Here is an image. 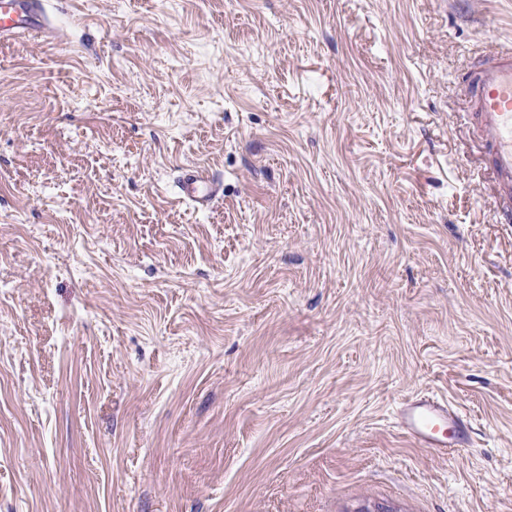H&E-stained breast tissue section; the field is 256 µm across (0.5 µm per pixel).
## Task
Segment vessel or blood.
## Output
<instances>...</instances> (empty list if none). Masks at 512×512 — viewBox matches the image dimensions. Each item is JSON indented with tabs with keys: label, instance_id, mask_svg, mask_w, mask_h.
<instances>
[{
	"label": "vessel or blood",
	"instance_id": "1",
	"mask_svg": "<svg viewBox=\"0 0 512 512\" xmlns=\"http://www.w3.org/2000/svg\"><path fill=\"white\" fill-rule=\"evenodd\" d=\"M44 0H0V40L21 34H38L45 40L56 38V28L46 15ZM463 92L471 109L470 118L491 154L490 174L499 213L512 222V46L490 56L469 72ZM178 196L194 209L209 208L224 193L223 182L200 167L181 170ZM401 432L420 447L437 455L460 447L470 428L468 418L457 408L432 395L403 400L395 412Z\"/></svg>",
	"mask_w": 512,
	"mask_h": 512
}]
</instances>
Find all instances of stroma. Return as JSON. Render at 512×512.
Instances as JSON below:
<instances>
[{"mask_svg":"<svg viewBox=\"0 0 512 512\" xmlns=\"http://www.w3.org/2000/svg\"><path fill=\"white\" fill-rule=\"evenodd\" d=\"M47 9L62 41L0 42V512H512V223L461 90L512 0ZM419 393L458 452L396 428ZM176 187L179 198L198 211L209 208L224 194L223 182L197 166L182 168ZM395 423L404 435L436 455H445L448 450L460 447L470 429L465 415L432 395H419L400 402Z\"/></svg>","mask_w":512,"mask_h":512,"instance_id":"obj_1","label":"stroma"}]
</instances>
